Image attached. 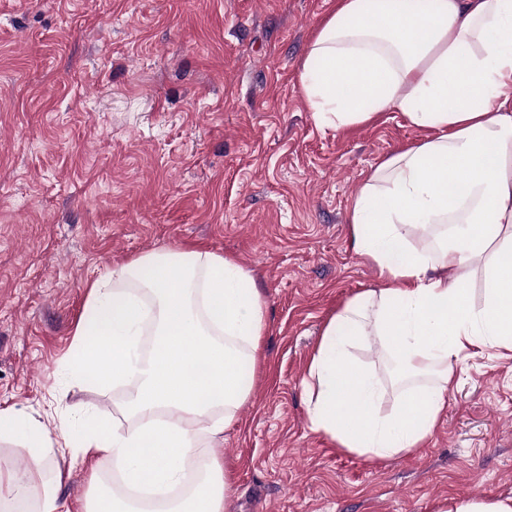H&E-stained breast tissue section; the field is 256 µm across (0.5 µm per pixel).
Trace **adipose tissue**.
I'll return each mask as SVG.
<instances>
[{
	"label": "adipose tissue",
	"mask_w": 512,
	"mask_h": 512,
	"mask_svg": "<svg viewBox=\"0 0 512 512\" xmlns=\"http://www.w3.org/2000/svg\"><path fill=\"white\" fill-rule=\"evenodd\" d=\"M300 69L321 127L398 112L429 133L382 160L356 197L351 241L381 286L327 322L303 382L314 432L383 461L420 450L465 351H512V0H335ZM447 223L459 227L450 239L407 247L408 229ZM477 271L480 304L466 287ZM267 326L265 300L234 259L162 249L113 268L90 287L70 367L99 387L132 384L126 422L50 428L0 408V440L31 460L22 481L0 466V512H70L48 476L62 452L111 461L164 498V512H228L234 485L218 458L183 496L169 492L200 437L223 439L236 422ZM364 336L393 350L402 390L392 413L346 350Z\"/></svg>",
	"instance_id": "1"
}]
</instances>
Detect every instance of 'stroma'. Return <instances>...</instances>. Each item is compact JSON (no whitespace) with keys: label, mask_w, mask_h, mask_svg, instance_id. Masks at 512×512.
Wrapping results in <instances>:
<instances>
[{"label":"stroma","mask_w":512,"mask_h":512,"mask_svg":"<svg viewBox=\"0 0 512 512\" xmlns=\"http://www.w3.org/2000/svg\"><path fill=\"white\" fill-rule=\"evenodd\" d=\"M329 0H0V408L47 426L120 416L123 392L67 368L90 285L160 248L236 258L269 326L249 401L198 457L235 469L233 512H435L512 497V352L460 361L421 452L377 466L310 428L302 381L321 333L379 288L350 245L372 168L425 131L397 112L339 131L302 95ZM378 337L349 346L390 411ZM111 465L58 460L85 512Z\"/></svg>","instance_id":"stroma-1"}]
</instances>
